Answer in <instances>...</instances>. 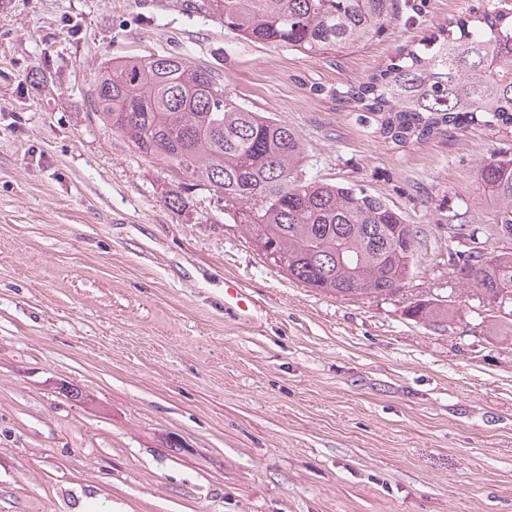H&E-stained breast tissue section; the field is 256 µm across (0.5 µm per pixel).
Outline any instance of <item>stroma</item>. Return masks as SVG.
Returning a JSON list of instances; mask_svg holds the SVG:
<instances>
[{"label":"stroma","instance_id":"35a3bbf8","mask_svg":"<svg viewBox=\"0 0 512 512\" xmlns=\"http://www.w3.org/2000/svg\"><path fill=\"white\" fill-rule=\"evenodd\" d=\"M468 0H424L333 59L244 40L185 0H11L0 11V512H512V336L448 275L449 215L492 224L481 164L512 134L382 140L314 94L366 81ZM175 54L295 130L313 176L420 231L414 291L343 299L288 279L222 200L90 108L108 58ZM236 281L248 315L224 305Z\"/></svg>","mask_w":512,"mask_h":512}]
</instances>
